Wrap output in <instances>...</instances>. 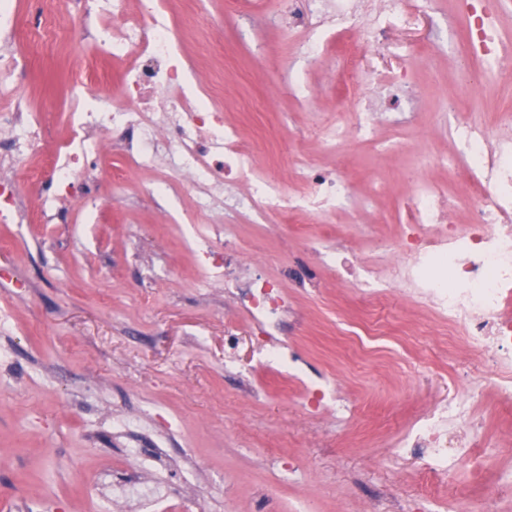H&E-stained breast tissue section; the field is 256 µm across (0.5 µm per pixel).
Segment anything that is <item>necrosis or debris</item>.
<instances>
[{
    "label": "necrosis or debris",
    "instance_id": "4bbe7bcc",
    "mask_svg": "<svg viewBox=\"0 0 512 512\" xmlns=\"http://www.w3.org/2000/svg\"><path fill=\"white\" fill-rule=\"evenodd\" d=\"M299 1L288 0V12L300 34L299 53L306 59L328 50L320 29L353 39L363 51L386 36L380 16L408 24L429 3L415 0L409 10L404 0H303L318 14L310 26ZM165 2L137 0L132 11L128 0H85L97 55L123 65L121 96L112 99L95 91L88 75L75 76L74 95L63 114L68 134L52 144L42 114L30 111L16 94L27 63L12 49L11 35L23 19L13 0H0V139L8 147L7 158H0V223H19L15 173L45 149L51 176L40 197L42 209L71 198L80 203L86 223H94L99 208L96 171L117 146L131 169L162 166L175 172V179L158 182L157 191L190 193L192 215L213 224L223 223L228 210L247 211L259 221L346 212L351 223H359L367 201L353 195L336 172L303 158L277 171L257 164L251 143L225 120L224 103L214 88L196 79ZM458 10L466 25L452 48L469 67V83L487 75L512 80L500 65L512 51V39L497 28L485 0H459ZM407 97L404 76L394 77L381 108L361 105L351 120L321 125L322 145L336 153L352 143L402 148ZM382 122L392 130L391 140L384 143L374 135ZM448 133L453 153L428 148L415 153L418 178L401 205L398 233L379 245L378 260H359L346 247L329 250L319 238L306 243L316 263L333 268L339 286H352L362 303L398 292L409 296L442 323L446 345L463 341L479 359L469 392L420 414L393 445L396 456L413 460L422 475L441 484L460 468H483L485 448L512 445L508 435L483 439L476 418L489 392L499 404L512 407V137L458 113L449 114ZM435 168L463 176L469 190L467 223H457L458 204L447 187L425 178V171ZM244 183L248 193H238ZM197 260L201 274L223 285L225 295L247 313L257 334L264 336L268 355H277L288 314L280 282L246 271L233 249L221 252L209 246L198 251ZM112 494L139 499L144 512H163L167 499L163 485L143 484L128 473L113 482Z\"/></svg>",
    "mask_w": 512,
    "mask_h": 512
}]
</instances>
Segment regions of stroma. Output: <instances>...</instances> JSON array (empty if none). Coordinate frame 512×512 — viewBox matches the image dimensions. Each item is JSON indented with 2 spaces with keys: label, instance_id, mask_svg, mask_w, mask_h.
Returning <instances> with one entry per match:
<instances>
[{
  "label": "stroma",
  "instance_id": "obj_1",
  "mask_svg": "<svg viewBox=\"0 0 512 512\" xmlns=\"http://www.w3.org/2000/svg\"><path fill=\"white\" fill-rule=\"evenodd\" d=\"M44 33L23 24L14 48L26 55L20 95L55 125L70 101L75 69L92 55L80 0H62ZM183 50L205 82L223 87L224 114L252 142L264 165L306 157L338 165L354 193L387 183L365 216L378 239L391 237L398 203L412 189L397 154L348 146L341 162L325 153L310 113L349 112L337 94L336 62H297L316 91L303 102L288 91L297 41L282 0H169ZM461 20L456 0H432L410 31L390 28L384 46L364 53L366 73L407 75L416 93L408 107V144L449 151L448 115L495 122L512 103V83L456 85L449 28ZM419 44L418 66L407 44ZM113 152L99 170L101 220L85 223L70 205L64 224H0V512L29 496L56 500L60 512H99L85 489L105 461L124 458L125 438L113 416L132 417L138 447L152 452L171 436L164 463L145 472L162 481L168 512H186L183 498L207 497V512H421L425 488L413 462L393 459L391 445L420 413L462 393L470 355L448 353L440 324L409 298L376 309L390 321L425 325V336H382L365 357L347 349L364 307L334 272L317 267L301 280L305 242L345 225L343 244L366 253L344 214L256 223L238 214L237 244L260 260V272L281 281L291 313L282 339L309 369L340 382L356 401V417L306 413L304 378L262 362L264 342L224 289L206 282L188 235L224 244V227L162 221L151 185L157 172L129 171Z\"/></svg>",
  "mask_w": 512,
  "mask_h": 512
}]
</instances>
